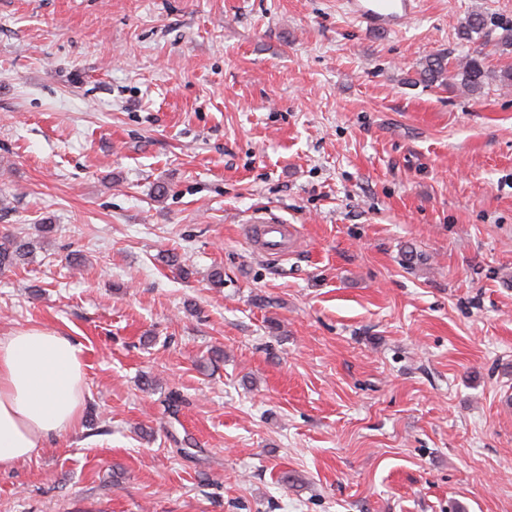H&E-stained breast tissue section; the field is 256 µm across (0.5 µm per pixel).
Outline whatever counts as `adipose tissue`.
Listing matches in <instances>:
<instances>
[{
  "label": "adipose tissue",
  "mask_w": 512,
  "mask_h": 512,
  "mask_svg": "<svg viewBox=\"0 0 512 512\" xmlns=\"http://www.w3.org/2000/svg\"><path fill=\"white\" fill-rule=\"evenodd\" d=\"M85 400L80 349L59 331L0 336V470L77 426Z\"/></svg>",
  "instance_id": "ef3b65f1"
}]
</instances>
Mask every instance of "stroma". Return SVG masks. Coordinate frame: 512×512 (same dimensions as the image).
Listing matches in <instances>:
<instances>
[{
  "label": "stroma",
  "instance_id": "obj_1",
  "mask_svg": "<svg viewBox=\"0 0 512 512\" xmlns=\"http://www.w3.org/2000/svg\"><path fill=\"white\" fill-rule=\"evenodd\" d=\"M511 26L512 0L383 33L339 0H0V238L36 247L0 336H70L87 385L0 512H512ZM475 49L480 93L418 82ZM246 235L257 242L267 254H279L288 250V224L279 223L272 218L253 217L246 227Z\"/></svg>",
  "mask_w": 512,
  "mask_h": 512
}]
</instances>
